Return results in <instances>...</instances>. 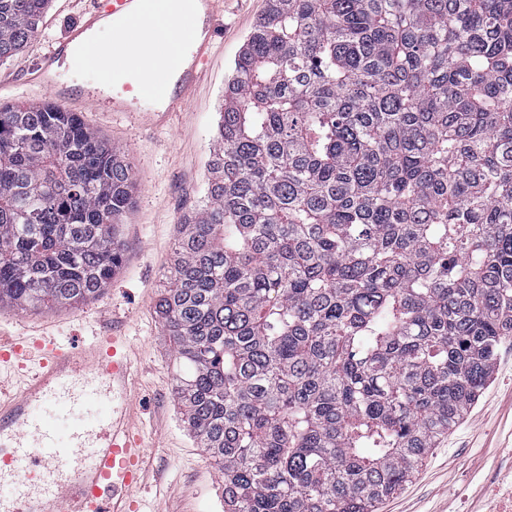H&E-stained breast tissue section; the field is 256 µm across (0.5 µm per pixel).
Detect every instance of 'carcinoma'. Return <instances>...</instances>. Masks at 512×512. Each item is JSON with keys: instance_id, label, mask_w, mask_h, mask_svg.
<instances>
[{"instance_id": "1", "label": "carcinoma", "mask_w": 512, "mask_h": 512, "mask_svg": "<svg viewBox=\"0 0 512 512\" xmlns=\"http://www.w3.org/2000/svg\"><path fill=\"white\" fill-rule=\"evenodd\" d=\"M50 0H0V62ZM136 174L0 108V306L100 295ZM156 311L224 512H377L512 336V0H267Z\"/></svg>"}]
</instances>
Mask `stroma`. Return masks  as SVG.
Wrapping results in <instances>:
<instances>
[{
	"label": "stroma",
	"instance_id": "1",
	"mask_svg": "<svg viewBox=\"0 0 512 512\" xmlns=\"http://www.w3.org/2000/svg\"><path fill=\"white\" fill-rule=\"evenodd\" d=\"M85 6L86 0H52L27 46L0 65V106L49 101L48 91L27 84L24 75ZM264 7L265 0H225L207 73L189 111L166 126H152L139 114L83 113L85 123L121 151L138 175L132 209L119 226L124 261L111 285L67 308L0 309L5 336L48 328L66 340L121 324L132 344L133 390L146 404L133 425L147 450L141 512H224V481L178 413V363L155 304L181 226L204 199L206 164L233 62ZM378 512H512V338L500 345L477 402Z\"/></svg>",
	"mask_w": 512,
	"mask_h": 512
}]
</instances>
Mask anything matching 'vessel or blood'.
Returning <instances> with one entry per match:
<instances>
[{
	"instance_id": "1",
	"label": "vessel or blood",
	"mask_w": 512,
	"mask_h": 512,
	"mask_svg": "<svg viewBox=\"0 0 512 512\" xmlns=\"http://www.w3.org/2000/svg\"><path fill=\"white\" fill-rule=\"evenodd\" d=\"M168 30L155 28L160 0H88L79 19L50 46L27 77L68 108L94 112L188 111L211 58L215 19L224 0H184ZM112 22V44L129 30L150 32L156 58L130 56L109 66L90 36ZM73 56L80 66L112 68L110 95L56 81L55 62ZM150 72L166 87L156 105L143 107L128 76ZM131 345L121 330L63 342L51 333L21 341L0 337V512H138L143 484L141 439L132 431L126 402Z\"/></svg>"
}]
</instances>
